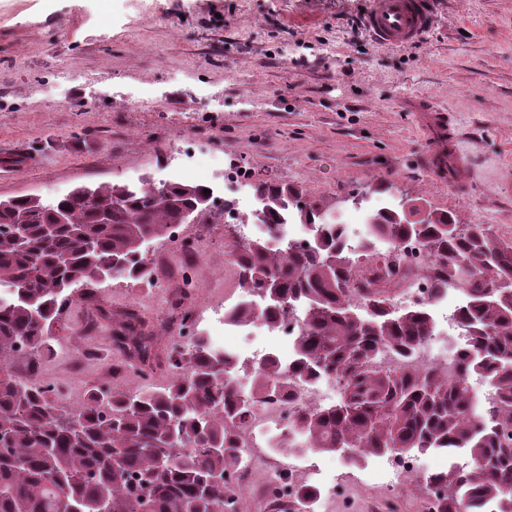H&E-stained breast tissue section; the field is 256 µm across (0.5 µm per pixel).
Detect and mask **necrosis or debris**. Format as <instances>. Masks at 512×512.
Returning a JSON list of instances; mask_svg holds the SVG:
<instances>
[{"label":"necrosis or debris","mask_w":512,"mask_h":512,"mask_svg":"<svg viewBox=\"0 0 512 512\" xmlns=\"http://www.w3.org/2000/svg\"><path fill=\"white\" fill-rule=\"evenodd\" d=\"M219 179L224 182L225 195L233 199L224 208L226 225H237L242 208H259L258 197L250 193L247 182L236 170L225 165L223 154L202 147L187 148L168 176L172 183L198 182L206 186ZM383 250L387 257L401 258L403 264L412 266L416 272L411 285L398 292L396 306L426 303L435 314L437 331L417 348L414 364L455 369L458 352L448 346V311L460 305L456 290L435 289L434 276L427 271L430 261L417 243L406 241L396 248L387 243ZM299 327L300 320L295 315L287 316L274 327L262 317L241 326L226 313L211 326L210 332L217 346L247 361L248 372L236 380L237 386L246 391L254 385L255 368L268 356H276L284 368H291ZM336 389V381L331 377L291 380L280 395L268 397L251 415L235 420L231 425L232 437L238 447L247 449L248 461L229 473L230 487H249L260 499L281 507L293 506L302 491L311 488L317 493L315 512H393L408 482L418 478L425 485L420 512H435L442 486L432 481L431 475L440 469V462L429 464L420 456L402 452L384 456L378 467L367 473L372 487L366 493L344 480L320 479L315 463L296 449L285 450L277 457L266 453V441L293 431L301 408L329 397Z\"/></svg>","instance_id":"1"}]
</instances>
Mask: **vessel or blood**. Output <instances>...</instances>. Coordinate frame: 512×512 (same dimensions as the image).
<instances>
[{"mask_svg": "<svg viewBox=\"0 0 512 512\" xmlns=\"http://www.w3.org/2000/svg\"><path fill=\"white\" fill-rule=\"evenodd\" d=\"M431 22L426 0H371L367 25L375 40L387 47H403L422 36ZM426 129L434 138L429 164L440 178L460 179L461 165L448 155L445 139L450 126L446 113L430 114Z\"/></svg>", "mask_w": 512, "mask_h": 512, "instance_id": "vessel-or-blood-1", "label": "vessel or blood"}]
</instances>
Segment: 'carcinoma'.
<instances>
[{
    "label": "carcinoma",
    "instance_id": "cac0c4a2",
    "mask_svg": "<svg viewBox=\"0 0 512 512\" xmlns=\"http://www.w3.org/2000/svg\"><path fill=\"white\" fill-rule=\"evenodd\" d=\"M257 212L241 220L262 224H306L311 242L288 243L273 252L263 239L235 252L243 294L262 295L267 280L288 307L272 301L238 307L243 323L256 316L277 322L301 311L292 377L334 373L339 396L328 406L306 407L297 416L303 444L333 452L348 464L394 451L424 454L466 452L438 477L446 494L438 512H481L484 499L512 504V241L492 226L454 224L446 211L430 210L417 224H405L394 207L366 218L368 238L352 249L341 225L306 201L288 183H259ZM51 201L16 197L0 201V512H137L145 497L153 512H234L224 475L246 454L234 446L230 423L250 414L262 399L281 392L285 369L264 361L255 391L234 385L239 362L190 338L191 350L171 356L178 370L165 388L130 396L94 390L78 413L67 416L51 390L8 371L9 357L25 349L52 351L53 328L72 288L97 283L94 274L152 283L141 248L170 240L186 211H201L210 199L203 186L145 179L137 187L99 185ZM65 211L69 223L48 230ZM112 221L101 224L98 213ZM24 229L29 251L18 249ZM416 241L431 261L446 268L435 287L454 288L466 301L452 315L467 337L457 373L435 366L402 374L379 365L383 353L413 354L430 335L426 307L401 312L392 307L381 281L386 269L357 292L354 253L378 252L377 241ZM119 265L111 266L112 259ZM113 341L146 364L154 336L135 312L112 330ZM492 389L483 401L472 380Z\"/></svg>",
    "mask_w": 512,
    "mask_h": 512
}]
</instances>
